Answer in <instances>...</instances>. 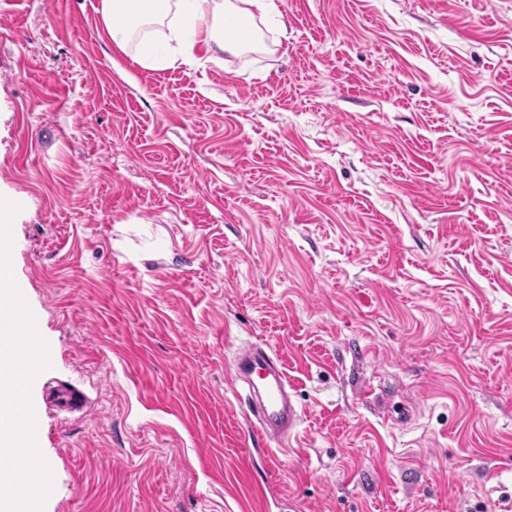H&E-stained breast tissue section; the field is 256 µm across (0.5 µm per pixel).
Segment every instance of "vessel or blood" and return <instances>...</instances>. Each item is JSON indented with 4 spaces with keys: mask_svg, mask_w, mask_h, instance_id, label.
<instances>
[{
    "mask_svg": "<svg viewBox=\"0 0 512 512\" xmlns=\"http://www.w3.org/2000/svg\"><path fill=\"white\" fill-rule=\"evenodd\" d=\"M233 377L248 383L257 395L249 404V417L261 435L282 437L300 422L301 413L286 393L285 368L266 351L256 349L238 358Z\"/></svg>",
    "mask_w": 512,
    "mask_h": 512,
    "instance_id": "b4317fda",
    "label": "vessel or blood"
}]
</instances>
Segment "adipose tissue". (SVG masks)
<instances>
[{"label": "adipose tissue", "mask_w": 512, "mask_h": 512, "mask_svg": "<svg viewBox=\"0 0 512 512\" xmlns=\"http://www.w3.org/2000/svg\"><path fill=\"white\" fill-rule=\"evenodd\" d=\"M278 11L276 0H102L101 16L114 45L123 50L138 43L139 63L164 69L178 61L196 64L201 44L238 50L228 30Z\"/></svg>", "instance_id": "1"}]
</instances>
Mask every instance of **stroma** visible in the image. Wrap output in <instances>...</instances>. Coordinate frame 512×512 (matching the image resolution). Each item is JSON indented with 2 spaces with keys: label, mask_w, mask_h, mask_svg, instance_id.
I'll use <instances>...</instances> for the list:
<instances>
[{
  "label": "stroma",
  "mask_w": 512,
  "mask_h": 512,
  "mask_svg": "<svg viewBox=\"0 0 512 512\" xmlns=\"http://www.w3.org/2000/svg\"><path fill=\"white\" fill-rule=\"evenodd\" d=\"M280 10L151 70L100 0H0L44 512H512V0ZM248 344L287 440L250 425ZM234 381L248 383L256 393L250 396L249 417L263 436L283 437L301 421V413L287 396L288 375L277 359L274 362L264 350L251 349L238 357L233 368Z\"/></svg>",
  "instance_id": "stroma-1"
}]
</instances>
